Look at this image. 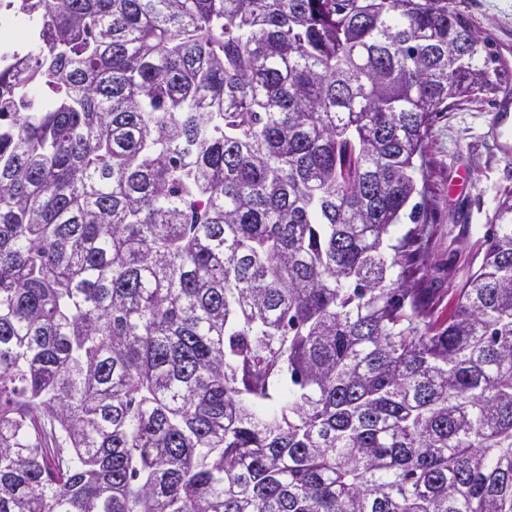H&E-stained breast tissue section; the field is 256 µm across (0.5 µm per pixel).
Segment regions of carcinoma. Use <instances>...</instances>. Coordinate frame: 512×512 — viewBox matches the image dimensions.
I'll use <instances>...</instances> for the list:
<instances>
[{"mask_svg":"<svg viewBox=\"0 0 512 512\" xmlns=\"http://www.w3.org/2000/svg\"><path fill=\"white\" fill-rule=\"evenodd\" d=\"M0 6V512H512V193L446 318L411 204L448 0Z\"/></svg>","mask_w":512,"mask_h":512,"instance_id":"carcinoma-1","label":"carcinoma"}]
</instances>
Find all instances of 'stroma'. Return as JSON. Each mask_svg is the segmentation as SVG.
Masks as SVG:
<instances>
[{
  "instance_id": "stroma-1",
  "label": "stroma",
  "mask_w": 512,
  "mask_h": 512,
  "mask_svg": "<svg viewBox=\"0 0 512 512\" xmlns=\"http://www.w3.org/2000/svg\"><path fill=\"white\" fill-rule=\"evenodd\" d=\"M483 37L489 39L498 66L512 75V0H448ZM491 92L450 101L429 136L423 201L437 232L430 242V279L440 312H450L454 290L478 268L487 245L483 234L494 223L499 201L512 192V159H503L490 132ZM473 173L465 195L452 189L460 167Z\"/></svg>"
}]
</instances>
